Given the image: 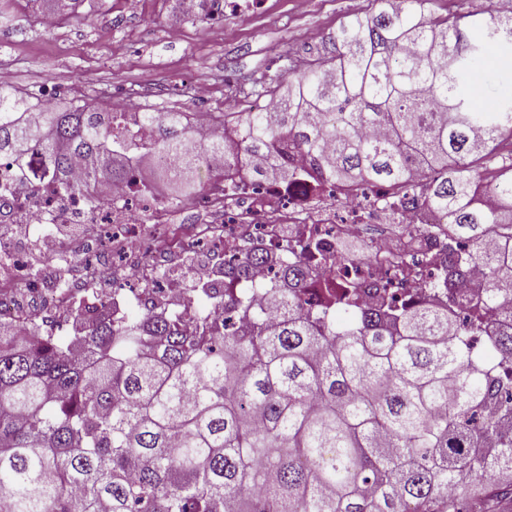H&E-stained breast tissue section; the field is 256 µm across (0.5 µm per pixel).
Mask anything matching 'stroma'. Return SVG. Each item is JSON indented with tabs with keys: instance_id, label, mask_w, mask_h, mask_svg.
<instances>
[{
	"instance_id": "35a3bbf8",
	"label": "stroma",
	"mask_w": 512,
	"mask_h": 512,
	"mask_svg": "<svg viewBox=\"0 0 512 512\" xmlns=\"http://www.w3.org/2000/svg\"><path fill=\"white\" fill-rule=\"evenodd\" d=\"M181 2L140 0L132 11L123 0H75L48 30L40 23L47 0H9L0 12V69L17 90L50 92L57 106L85 100L111 112H245L253 85L268 81L285 61L303 68L354 15L381 9L379 0H309L300 12L293 0H273L267 14L230 16L213 26L183 11ZM489 58L472 92L493 104L512 96V51L494 49ZM201 82L210 88L209 100L195 94ZM64 261L79 289L73 309L58 315L57 337L66 342L80 329L76 308L90 300L111 303L112 289H82L89 270L64 239L55 256L40 262L38 307L51 303L55 270Z\"/></svg>"
}]
</instances>
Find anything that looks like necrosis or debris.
Returning <instances> with one entry per match:
<instances>
[{
    "instance_id": "1",
    "label": "necrosis or debris",
    "mask_w": 512,
    "mask_h": 512,
    "mask_svg": "<svg viewBox=\"0 0 512 512\" xmlns=\"http://www.w3.org/2000/svg\"><path fill=\"white\" fill-rule=\"evenodd\" d=\"M140 196L153 198L157 223L166 222L170 202L156 198L153 189L143 184H113L111 208L93 212L85 196L61 193L49 180L32 183L20 175L9 157L0 156V258L7 261L0 271L13 273L11 260L23 253L31 225L82 224L90 244L101 232H108L116 257L114 279L129 303L179 306L190 331L202 315L212 330H220L224 317L210 308L198 313L186 300L182 277L158 280V266L170 249L182 243L204 245L212 257L235 262L255 238L263 239L275 253L291 256L322 242L339 261L337 277L353 279L363 301H373L380 291L400 305L435 307L444 300L442 289L432 287L431 282L449 260L448 219L429 208L423 197L401 186L336 184L308 168L286 184L277 180L256 183L231 174L219 189L197 203L198 210L223 212V226L180 224L162 244L145 242L135 222L133 204ZM285 224L294 229L286 239L280 232ZM368 224L409 225L411 241L399 249L389 238L380 237L366 256L344 250V243L360 239Z\"/></svg>"
}]
</instances>
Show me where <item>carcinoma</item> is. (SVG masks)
<instances>
[{
    "mask_svg": "<svg viewBox=\"0 0 512 512\" xmlns=\"http://www.w3.org/2000/svg\"><path fill=\"white\" fill-rule=\"evenodd\" d=\"M356 16L333 49L263 92L278 112L224 113L238 138L233 169L262 182L294 176L303 153L326 179L401 184L448 215L473 266L453 263L440 287L471 269L483 306L512 317V98L473 106L470 78L490 45L512 46V17L426 12L427 0H381ZM145 141L121 135L117 112L40 106L0 86V154L34 183L66 193L111 184L148 164L184 180L174 208L196 196L189 176L220 181L184 112H144ZM180 158L171 169L161 163ZM496 166V207L477 199ZM499 253L483 251L491 231ZM270 249L254 243L219 268L223 334L191 336L180 316L149 311L121 321L101 311L69 343L0 339V494L7 512H457L459 481L512 473V386L448 311L302 295L311 267L280 259L260 305L247 296ZM512 364V334H484Z\"/></svg>",
    "mask_w": 512,
    "mask_h": 512,
    "instance_id": "obj_1",
    "label": "carcinoma"
}]
</instances>
